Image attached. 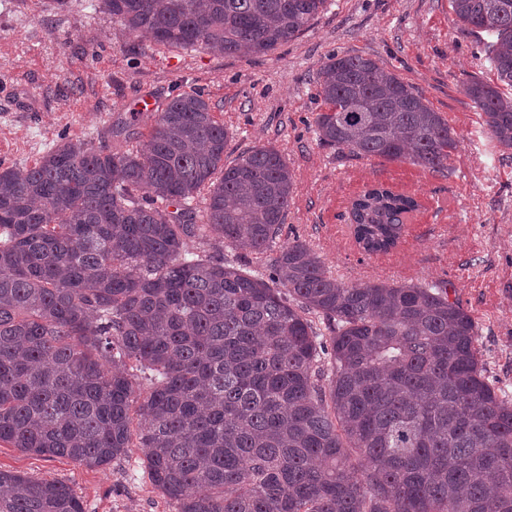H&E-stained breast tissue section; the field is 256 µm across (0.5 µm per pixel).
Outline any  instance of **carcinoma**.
<instances>
[{"label": "carcinoma", "mask_w": 512, "mask_h": 512, "mask_svg": "<svg viewBox=\"0 0 512 512\" xmlns=\"http://www.w3.org/2000/svg\"><path fill=\"white\" fill-rule=\"evenodd\" d=\"M450 4L496 74L465 92L512 149V0ZM328 6L100 0L131 35L224 55L268 54ZM317 85L321 145L448 169L457 134L378 61L333 53ZM112 136L123 145L61 138L29 167L0 166V443L99 467L135 437L177 512H512V399L447 285L347 284L299 239L265 271L224 259L271 249L293 175L273 146L224 163L229 132L199 93L170 99L133 146L126 124ZM418 208L366 188L355 242L389 252ZM133 370L149 382L140 402ZM0 512L85 509L62 482L0 470Z\"/></svg>", "instance_id": "obj_1"}]
</instances>
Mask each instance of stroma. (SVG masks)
Masks as SVG:
<instances>
[{"instance_id": "stroma-1", "label": "stroma", "mask_w": 512, "mask_h": 512, "mask_svg": "<svg viewBox=\"0 0 512 512\" xmlns=\"http://www.w3.org/2000/svg\"><path fill=\"white\" fill-rule=\"evenodd\" d=\"M362 54L419 90L457 133L447 171L358 158L319 144L317 70L331 53ZM495 75L449 0H333L313 28L268 55L224 56L128 35L98 0H0V165L30 166L67 136L112 144V127L147 132L142 98L164 107L203 94L229 132L225 161L271 145L293 172V200L275 247L306 242L335 276L448 285L478 329L488 380L512 397V150L484 131L465 86ZM386 182L422 206L398 247L368 256L347 224L349 201ZM0 470L71 485L85 512H176L152 484L141 449L105 467L0 444Z\"/></svg>"}]
</instances>
